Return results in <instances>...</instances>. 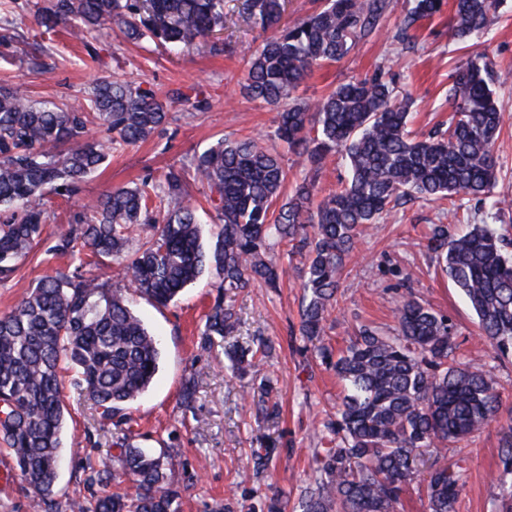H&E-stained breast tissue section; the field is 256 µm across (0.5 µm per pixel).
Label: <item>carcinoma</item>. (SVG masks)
I'll return each instance as SVG.
<instances>
[{
  "instance_id": "carcinoma-1",
  "label": "carcinoma",
  "mask_w": 512,
  "mask_h": 512,
  "mask_svg": "<svg viewBox=\"0 0 512 512\" xmlns=\"http://www.w3.org/2000/svg\"><path fill=\"white\" fill-rule=\"evenodd\" d=\"M389 0H325L249 54L243 95L280 108L275 137L303 158L312 180L278 204L288 179L280 155L251 138L219 139L194 158L196 180L207 184L219 229L206 241L181 170L171 167L135 188L117 187L50 230L46 190L74 194L105 162L114 145L133 146L166 123L165 104L150 89L99 75L82 99L62 107L39 102L17 85H0V282L37 248L71 258L42 278L0 316V436L26 483L33 512H59L55 498L65 407L62 365L86 388L102 424L112 425V462L88 465L89 486L122 473L132 495L72 498L69 512H178V492L164 482V456L141 448L126 410L158 372L160 343L132 309L126 290L157 305L172 302L205 271L217 295L205 316L204 341L225 336L234 313L224 295L257 284L276 287L274 246L298 257L303 301L300 332L324 335L343 268L362 229L411 199L512 205L494 194V154L503 115L495 99L492 60L481 55L456 67L449 97L455 108L445 131L410 137L407 98L383 69L351 80L313 103L296 96L302 81L326 62L341 60L375 31ZM443 0H411L401 34L439 13ZM496 0H455L453 37L468 43L496 23ZM280 0H244L243 12L265 27L279 24ZM38 23L67 25L79 36H146L189 48L224 25V0H48ZM185 112L205 105L200 92H177ZM103 132L87 140L88 130ZM337 154L349 177L313 204L325 160ZM433 262L468 300L478 335L499 356L512 354V238L496 224H470L453 233L429 227ZM88 257L120 268L124 288L88 274ZM393 336L362 325L345 350L323 361L344 383L336 419L325 424L328 447L300 502L301 512H396L421 466L448 443L496 423L506 431L497 484L512 485V416L502 417L497 380L456 356L448 318L409 294L398 302ZM467 459L430 467L428 512H458Z\"/></svg>"
}]
</instances>
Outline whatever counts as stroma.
Instances as JSON below:
<instances>
[{
  "label": "stroma",
  "mask_w": 512,
  "mask_h": 512,
  "mask_svg": "<svg viewBox=\"0 0 512 512\" xmlns=\"http://www.w3.org/2000/svg\"><path fill=\"white\" fill-rule=\"evenodd\" d=\"M47 0H11L0 19L15 35L11 48L0 47V83L19 84L39 101L59 103L83 96L100 71L153 89L169 114L167 124L136 146H119L109 153L97 173L82 183L73 197L54 196L47 223L57 228L101 194L115 187H135L145 175L160 176L168 168L190 167L195 154L218 139L253 138L280 153L288 169L287 189L302 182L306 169L286 144L274 138L276 110L244 97L240 85L246 55L259 49L270 30L243 13L242 0H225L223 28L209 39L182 50L145 39L126 40L120 31L85 46L65 27L45 32L35 17V4ZM408 5L390 0L378 29L357 43L339 62L324 64L300 86V97L314 101L340 83L371 75L377 67L394 74L400 92L410 93L415 135L446 122L453 106L448 97L449 75L473 52L494 62L495 88L504 126L496 142L500 169L497 193L512 199V0H498V22L478 48L458 44L452 37L454 7L416 24L408 43L395 40ZM45 47L47 73L31 70L32 43ZM198 86L206 105L187 114L175 100L177 91ZM448 200L411 201L371 225L345 264L340 288L328 313L321 341L300 333L303 291L294 263L282 260L284 273L276 289L254 287L228 294L224 302L237 318L228 339L201 345L205 315L216 290L212 274H203L168 306L134 298L132 308L161 343L159 371L150 388L128 415L140 446L164 453L166 475L180 494V512H262V503L279 497L282 512H298V503L314 466L322 425L335 415L343 386L322 360L320 346L338 350L363 324L393 333V310L401 296L415 295L448 317L459 345L457 355L472 367L493 370L502 412L512 411V357L497 358L477 336L478 319L452 282L431 262L424 244L429 225L441 223L451 209ZM62 257L36 252L23 261L7 282H0V315L32 289L52 269L65 265ZM256 349L261 342L273 350L264 372L273 390L261 397L250 377L227 370L225 341ZM66 425L62 437L63 463L56 499L87 496V465L115 455L112 426H100L86 392L75 389L70 370H63ZM199 384L191 411L180 406L188 378ZM504 431L489 426L474 438L449 445L446 463L467 457L469 471L459 512H496L503 496L493 480L500 465ZM272 447L267 467L255 473L251 456ZM0 512H32L30 500L4 442L0 441Z\"/></svg>",
  "instance_id": "obj_1"
}]
</instances>
